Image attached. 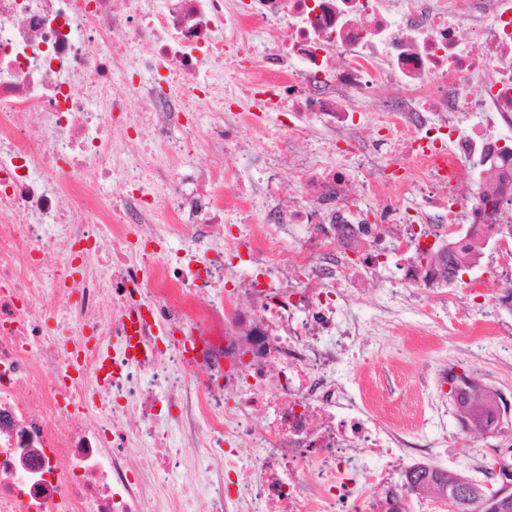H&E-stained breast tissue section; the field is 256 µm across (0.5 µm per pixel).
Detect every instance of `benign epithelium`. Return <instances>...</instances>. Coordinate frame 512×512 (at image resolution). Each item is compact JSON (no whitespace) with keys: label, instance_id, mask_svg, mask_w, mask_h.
Masks as SVG:
<instances>
[{"label":"benign epithelium","instance_id":"1","mask_svg":"<svg viewBox=\"0 0 512 512\" xmlns=\"http://www.w3.org/2000/svg\"><path fill=\"white\" fill-rule=\"evenodd\" d=\"M487 407L496 412V420L489 426H478L474 422L473 410L468 406L460 408L457 419L464 430H477L483 436H496L505 432V425L512 422V407L506 397H498L495 390L487 394ZM494 481L478 484L473 488L469 485L453 487V490L444 492L443 505L448 512H466L473 502H478L489 512H507L512 508V463L499 457L492 465Z\"/></svg>","mask_w":512,"mask_h":512}]
</instances>
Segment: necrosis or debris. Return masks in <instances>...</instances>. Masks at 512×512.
I'll list each match as a JSON object with an SVG mask.
<instances>
[{"label": "necrosis or debris", "mask_w": 512, "mask_h": 512, "mask_svg": "<svg viewBox=\"0 0 512 512\" xmlns=\"http://www.w3.org/2000/svg\"><path fill=\"white\" fill-rule=\"evenodd\" d=\"M247 23L267 50L229 82ZM244 102L318 118L351 163L270 158L238 195L266 219L242 276L216 160ZM502 125L512 0H0V512H379L407 443L346 384L363 326L340 252L394 259L395 298L451 238L511 271ZM229 285L249 305L219 331Z\"/></svg>", "instance_id": "obj_1"}]
</instances>
